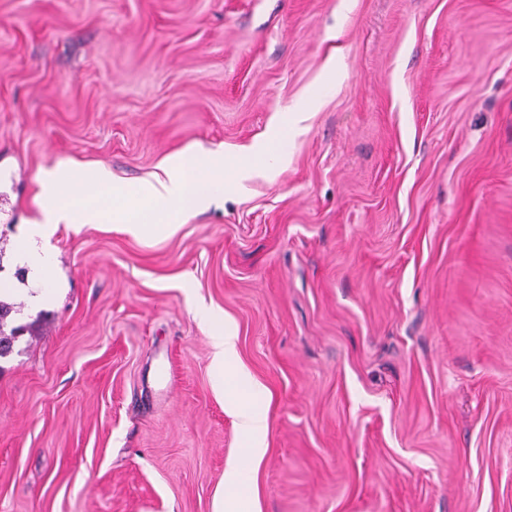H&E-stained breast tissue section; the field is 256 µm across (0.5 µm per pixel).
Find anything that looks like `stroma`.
I'll return each mask as SVG.
<instances>
[{
    "label": "stroma",
    "instance_id": "stroma-1",
    "mask_svg": "<svg viewBox=\"0 0 512 512\" xmlns=\"http://www.w3.org/2000/svg\"><path fill=\"white\" fill-rule=\"evenodd\" d=\"M168 237L62 224L0 359V512H213L245 446L201 301L264 389L257 512H512V0H0V269L39 179L239 157Z\"/></svg>",
    "mask_w": 512,
    "mask_h": 512
}]
</instances>
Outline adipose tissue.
Here are the masks:
<instances>
[{"label":"adipose tissue","mask_w":512,"mask_h":512,"mask_svg":"<svg viewBox=\"0 0 512 512\" xmlns=\"http://www.w3.org/2000/svg\"><path fill=\"white\" fill-rule=\"evenodd\" d=\"M195 319L204 325L212 348L211 367L216 387L225 402L237 413L245 440L246 463L256 462L264 452L268 423L258 397L260 389L239 365L236 336L212 308L196 304Z\"/></svg>","instance_id":"adipose-tissue-1"}]
</instances>
